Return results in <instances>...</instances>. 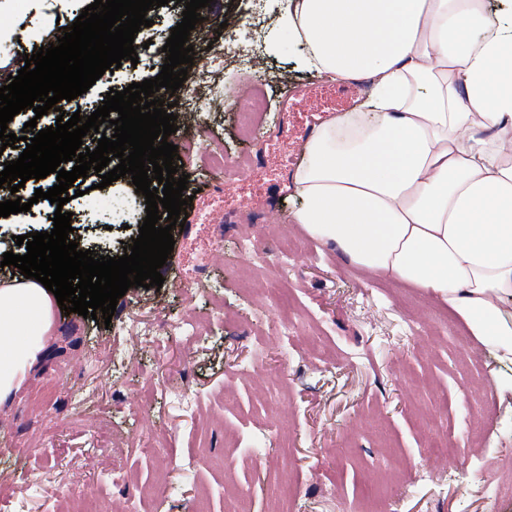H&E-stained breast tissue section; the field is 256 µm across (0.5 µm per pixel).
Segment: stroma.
<instances>
[{"label":"stroma","mask_w":512,"mask_h":512,"mask_svg":"<svg viewBox=\"0 0 512 512\" xmlns=\"http://www.w3.org/2000/svg\"><path fill=\"white\" fill-rule=\"evenodd\" d=\"M92 0H0V81L24 54L62 36ZM183 4L148 11L137 63L122 60L58 110L90 116L106 92L157 76ZM226 36L254 50L270 74L272 109L296 102L284 130L256 113L238 122L241 97L181 113L192 133L177 155L194 200L161 269L160 290L129 288L110 325L57 309L42 360L0 414V512H225L236 491L248 512H363L368 488L384 512H512V361L479 342L425 290L360 269L292 220L299 165L287 133L343 112L338 98L298 106L311 84L298 50L274 25L278 0H261L251 27L223 8ZM25 108L9 124L38 128L57 112ZM258 158L245 180L209 172L207 156ZM78 178L69 240L118 257L138 236L145 198L131 178L100 187ZM55 205L0 217V254H26L15 238L49 230ZM289 236L301 253L279 261ZM187 336H165L167 321Z\"/></svg>","instance_id":"obj_1"}]
</instances>
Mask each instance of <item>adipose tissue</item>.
Here are the masks:
<instances>
[{"label": "adipose tissue", "mask_w": 512, "mask_h": 512, "mask_svg": "<svg viewBox=\"0 0 512 512\" xmlns=\"http://www.w3.org/2000/svg\"><path fill=\"white\" fill-rule=\"evenodd\" d=\"M310 76L367 82L369 116L314 131L294 223L426 289L512 361V0H280ZM55 296L0 284V403L39 363Z\"/></svg>", "instance_id": "adipose-tissue-1"}]
</instances>
